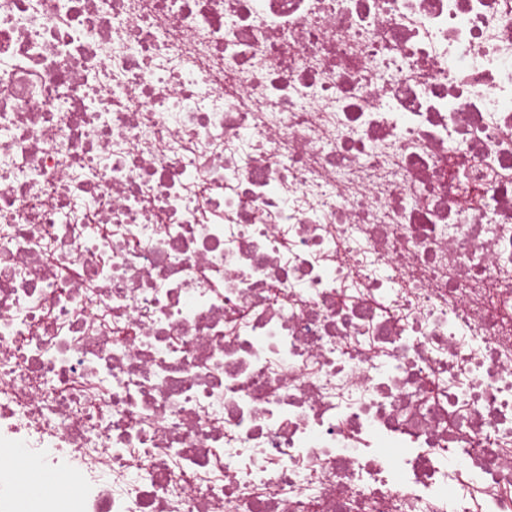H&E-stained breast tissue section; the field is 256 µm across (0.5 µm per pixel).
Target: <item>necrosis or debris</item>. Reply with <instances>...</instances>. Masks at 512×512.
Returning <instances> with one entry per match:
<instances>
[{"instance_id":"obj_1","label":"necrosis or debris","mask_w":512,"mask_h":512,"mask_svg":"<svg viewBox=\"0 0 512 512\" xmlns=\"http://www.w3.org/2000/svg\"><path fill=\"white\" fill-rule=\"evenodd\" d=\"M0 512H512V0H0Z\"/></svg>"}]
</instances>
